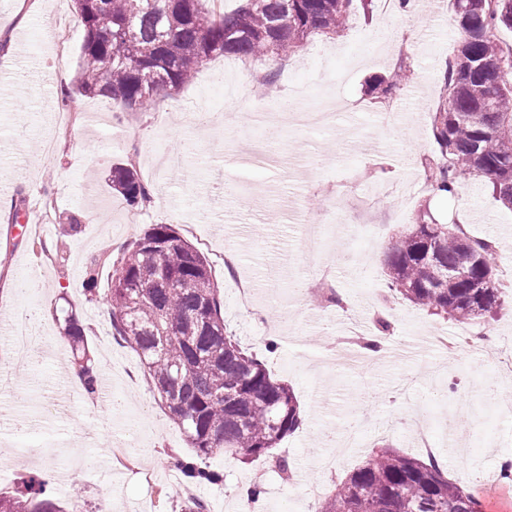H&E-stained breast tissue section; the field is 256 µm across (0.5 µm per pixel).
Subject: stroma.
<instances>
[{"mask_svg": "<svg viewBox=\"0 0 512 512\" xmlns=\"http://www.w3.org/2000/svg\"><path fill=\"white\" fill-rule=\"evenodd\" d=\"M0 34L11 39L8 64H0V364L8 362L5 340L21 310L11 291L25 270L44 277L36 306L31 364L13 372L12 391L0 399V489L13 490L26 474L49 482L56 494L80 491L86 512L110 498L112 512H131L149 501L154 512H181L188 495L209 512H236L240 490L262 479L257 512H308L300 490L286 477L315 478L318 457L336 460L335 484L386 443L419 457L411 420L428 423L443 472L481 496L493 495L502 456L512 454V412L482 397L493 370L467 350L438 366L430 350L414 358L359 354L353 367L338 365L348 352L356 313L391 302L390 337L412 342L460 325L430 315L386 287L384 258L393 242L428 215L463 224L469 235L498 245V270L512 268V210L502 206L480 177L462 176L451 198L426 186L425 168L436 157L432 112L442 74L462 35L450 0L383 12H354L336 35H314L288 57L245 62L233 57L205 61L193 81L158 97L154 108L133 112L111 100L75 89L82 28L72 0H0ZM402 70L392 94L369 93L378 76ZM276 76L274 92L262 77ZM276 112L282 128L274 152L287 165L254 172L251 112ZM76 120L56 125V113ZM130 163L149 187L146 205L129 208L109 181L113 165ZM29 206L52 200L50 221L32 216L12 224L17 196ZM305 207L313 231L326 242L321 252L344 307L307 308L292 290L311 264L300 243V224L290 210ZM361 214L357 238L341 225L322 223L330 208ZM79 215L77 233L60 237L61 221ZM153 224H169L207 256L224 300V321L265 361L274 380L291 386L303 424L274 454L287 458L282 475L264 458L244 464L221 455L211 459L224 480L168 496L165 474L175 456L189 452L184 435L155 399L137 353L112 335L101 290L110 280L98 270L99 293L86 290L90 262L117 241L136 242ZM238 260L224 266V247ZM266 287L242 307L235 280ZM70 303L85 321L91 357L107 383L123 393L113 410L103 396L75 383L70 356L53 360L62 347L56 309ZM137 412L148 455L135 468L116 463L129 412ZM367 419L363 447L326 445L324 428L344 430ZM459 452L448 453L449 437Z\"/></svg>", "mask_w": 512, "mask_h": 512, "instance_id": "stroma-1", "label": "stroma"}]
</instances>
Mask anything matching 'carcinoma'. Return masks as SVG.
<instances>
[{
  "mask_svg": "<svg viewBox=\"0 0 512 512\" xmlns=\"http://www.w3.org/2000/svg\"><path fill=\"white\" fill-rule=\"evenodd\" d=\"M83 28L76 90L126 109L147 111L160 93L179 90L214 56L280 57L312 33L333 35L354 0H244L233 14L203 0H74ZM463 34L443 74L433 112L438 155L427 179L455 193L466 171L492 179L512 209V57L493 31L512 29V0H453ZM112 189L127 206L146 204L136 170L112 168ZM497 245L458 224L422 221L394 244L386 260L389 291L432 315L467 325L493 316L504 293ZM105 293L112 335L135 349L151 389L184 433L196 459L177 469L186 484H216L221 474L198 464L216 453L243 460L277 447L302 424L292 389L227 334L218 285L206 256L170 224H153L135 246L107 256ZM61 335L86 393L99 375L86 355L80 318L62 315ZM20 491H0V512H74L69 501L30 476ZM317 512H483L470 489L444 476L434 458L374 448L319 502Z\"/></svg>",
  "mask_w": 512,
  "mask_h": 512,
  "instance_id": "obj_1",
  "label": "carcinoma"
}]
</instances>
